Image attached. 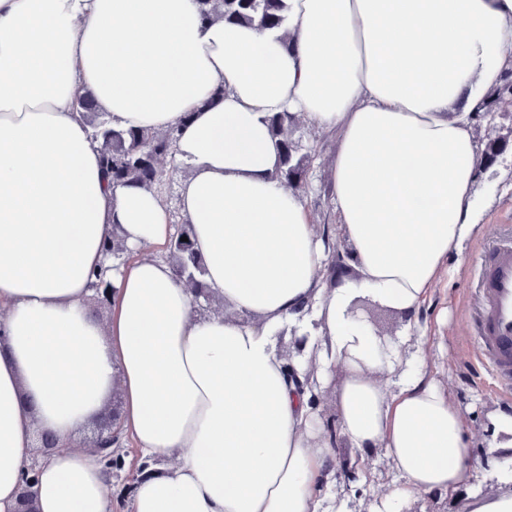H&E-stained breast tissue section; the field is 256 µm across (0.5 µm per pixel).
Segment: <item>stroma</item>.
Returning a JSON list of instances; mask_svg holds the SVG:
<instances>
[{
    "mask_svg": "<svg viewBox=\"0 0 512 512\" xmlns=\"http://www.w3.org/2000/svg\"><path fill=\"white\" fill-rule=\"evenodd\" d=\"M293 137L311 153L305 206L316 231L336 224L335 206L328 191L330 170L336 151V136L299 121ZM475 194L483 210V232L472 240L462 255L448 259L447 274L422 306L420 328L428 341L423 348L428 369L455 400L464 414L470 441V460L476 467L473 490L491 495L503 490L502 477L512 471V452L490 453L491 417L496 410L512 412V397L498 396L488 374L476 358V341L470 334L469 309L476 286V274L485 251L497 242L512 239V146L498 162L482 174ZM121 466L112 476V512H128L133 494L129 474L145 457L131 437H124L118 450ZM374 481L359 479L350 484L347 498L324 501L325 512H351V501L377 505L391 488L401 484L400 475L389 460L375 452L367 457Z\"/></svg>",
    "mask_w": 512,
    "mask_h": 512,
    "instance_id": "1",
    "label": "stroma"
}]
</instances>
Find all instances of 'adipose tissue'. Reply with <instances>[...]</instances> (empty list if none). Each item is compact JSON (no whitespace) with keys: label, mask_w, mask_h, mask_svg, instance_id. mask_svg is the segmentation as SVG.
Instances as JSON below:
<instances>
[{"label":"adipose tissue","mask_w":512,"mask_h":512,"mask_svg":"<svg viewBox=\"0 0 512 512\" xmlns=\"http://www.w3.org/2000/svg\"><path fill=\"white\" fill-rule=\"evenodd\" d=\"M290 2L261 30L198 0H0V512L38 426L62 443L39 463L40 512H112L97 458L67 444L115 388L142 453L180 460L139 476L130 512H319L338 436L402 475L377 512L469 493L464 415L411 348L449 255L483 229L473 123L512 69V0ZM86 91L114 124L178 128L180 213L232 316L194 313L159 257L161 193L108 182L74 108ZM282 112L336 134L357 274L332 288L327 239L277 178L267 119ZM116 235L131 255L103 326L85 300ZM358 299L401 317L396 339ZM287 325L304 340L291 374ZM311 356L323 370L298 387ZM335 366L334 433L312 397Z\"/></svg>","instance_id":"obj_1"}]
</instances>
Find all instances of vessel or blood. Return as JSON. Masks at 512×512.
I'll list each match as a JSON object with an SVG mask.
<instances>
[{"instance_id": "obj_1", "label": "vessel or blood", "mask_w": 512, "mask_h": 512, "mask_svg": "<svg viewBox=\"0 0 512 512\" xmlns=\"http://www.w3.org/2000/svg\"><path fill=\"white\" fill-rule=\"evenodd\" d=\"M477 359L498 392L512 394V242L487 251L478 270L471 319Z\"/></svg>"}]
</instances>
